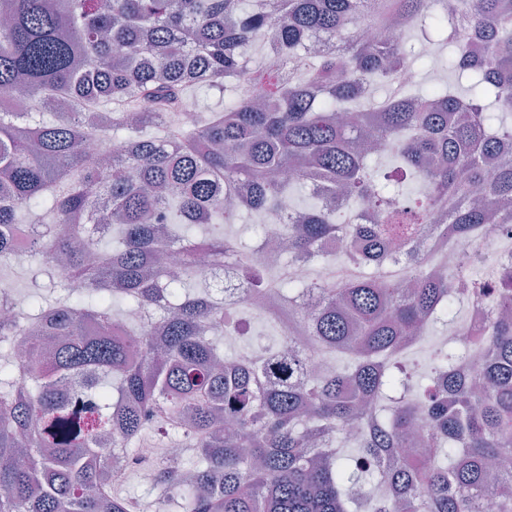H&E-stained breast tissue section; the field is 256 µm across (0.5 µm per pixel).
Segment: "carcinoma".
Here are the masks:
<instances>
[{
	"label": "carcinoma",
	"mask_w": 512,
	"mask_h": 512,
	"mask_svg": "<svg viewBox=\"0 0 512 512\" xmlns=\"http://www.w3.org/2000/svg\"><path fill=\"white\" fill-rule=\"evenodd\" d=\"M359 16L428 27L455 48L468 96L400 88L388 61L407 56L417 25L372 44L351 28ZM315 36L341 54H310ZM199 86L224 95L223 111L174 121ZM19 89L38 110L4 107ZM510 115L512 0H460L451 15L429 0H255L249 12L241 0H0V279L24 244L65 289L0 320V512H473L491 492L512 512V259L491 301L468 270L438 274L409 254L405 288L384 268L444 218L438 238L461 242L512 222ZM101 138L115 140L107 172L87 149ZM408 176L420 190L401 196ZM299 183L316 204L295 213L280 267L224 234L243 212L276 213ZM351 203L373 223H351ZM335 238L357 241L339 281L285 273ZM169 249L176 278L157 263ZM201 256L255 295L317 296L305 336L224 357L221 338L248 333L244 308L202 287ZM433 320L472 325L489 356L473 361L450 337L416 392L396 351ZM303 340L352 366L311 373ZM420 413L431 427L413 457ZM349 424L364 426L351 441ZM152 433L194 461L162 456L147 502L116 489L97 448L110 437L134 463Z\"/></svg>",
	"instance_id": "carcinoma-1"
}]
</instances>
